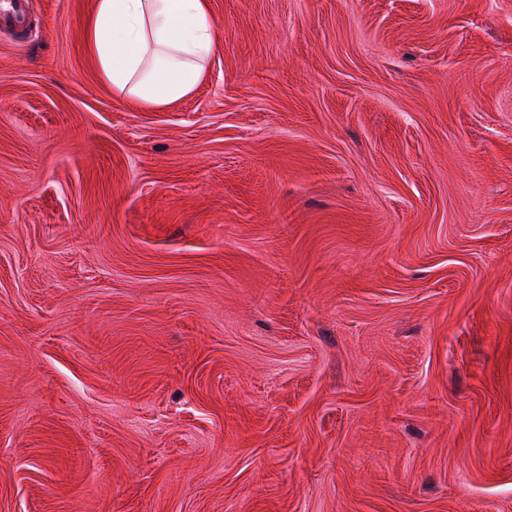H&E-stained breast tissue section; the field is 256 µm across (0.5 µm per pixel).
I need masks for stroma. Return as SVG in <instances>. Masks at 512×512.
<instances>
[{"instance_id": "stroma-1", "label": "stroma", "mask_w": 512, "mask_h": 512, "mask_svg": "<svg viewBox=\"0 0 512 512\" xmlns=\"http://www.w3.org/2000/svg\"><path fill=\"white\" fill-rule=\"evenodd\" d=\"M93 2L0 26V512H512V0H208L139 110Z\"/></svg>"}]
</instances>
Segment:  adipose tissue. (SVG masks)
<instances>
[{
    "mask_svg": "<svg viewBox=\"0 0 512 512\" xmlns=\"http://www.w3.org/2000/svg\"><path fill=\"white\" fill-rule=\"evenodd\" d=\"M216 41L207 0H95L87 49L115 96L163 107L189 96Z\"/></svg>",
    "mask_w": 512,
    "mask_h": 512,
    "instance_id": "ef3b65f1",
    "label": "adipose tissue"
}]
</instances>
